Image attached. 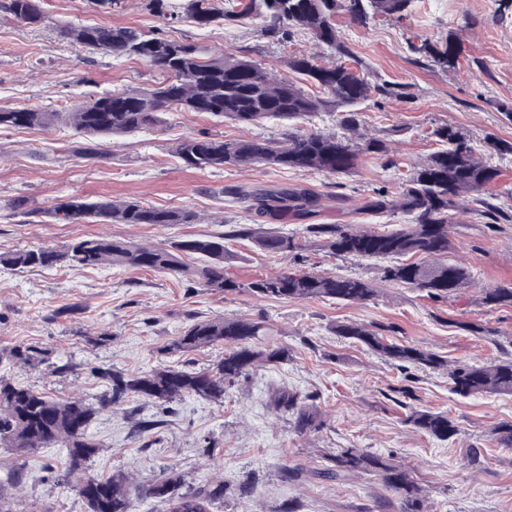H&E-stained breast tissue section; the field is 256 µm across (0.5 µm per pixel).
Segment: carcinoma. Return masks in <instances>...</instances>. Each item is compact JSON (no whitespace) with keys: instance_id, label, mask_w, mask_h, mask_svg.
Wrapping results in <instances>:
<instances>
[{"instance_id":"carcinoma-1","label":"carcinoma","mask_w":512,"mask_h":512,"mask_svg":"<svg viewBox=\"0 0 512 512\" xmlns=\"http://www.w3.org/2000/svg\"><path fill=\"white\" fill-rule=\"evenodd\" d=\"M411 0H150L151 10L163 19L182 18L198 28L215 22L235 26L248 17L264 23V35L282 40L289 29L308 31L321 43L336 50L339 61L333 66L317 64L313 56H295L288 68L317 85L325 97L311 95L288 78L272 76L268 68L247 56L215 51L189 40H171L161 32L146 34L135 26L98 24L59 25L60 35L78 49L103 50L116 57L145 62L165 79L145 91L124 90L102 96L67 112H47L28 107L0 105L1 128L49 129L58 124L70 127L78 141L71 152L80 157H95L93 140L124 135L141 129L157 128L169 102L175 110L197 112L229 119L250 126L265 119L294 124L315 112L338 109L345 133L290 130L280 139L243 137L220 139L207 135L187 136L175 145V154L185 167L199 171L217 166L267 164L299 170H315L330 175L345 174L368 153L386 154V142L372 136L363 126L358 105L373 93L389 94L391 89L371 84L365 75L349 66V48L340 40L335 17L343 10L354 18L364 13L373 16L402 15ZM0 12L25 25L38 26L46 19L40 0H0ZM418 53L437 64L454 68L458 54L451 42L440 49L425 42ZM443 148L422 163L411 167L394 196L381 195L367 204L374 211H401L410 217L407 224L393 230H356L349 224H311L308 236L297 238L262 232L248 224L225 233V237L187 236L167 248H145L97 235L73 240L63 249L43 246L0 252V266L14 269L52 268L61 264L94 268L103 264L131 270L164 273L183 272L182 256L198 254L205 264L193 270L198 284L235 293L245 287L259 299L312 300L316 298L345 303L371 300L377 288L360 278L339 277L319 271L294 270L258 278L243 286L224 276L227 258L224 238L247 239L258 249L285 253L296 262L304 259L310 236L321 239L319 247L336 256L357 259L387 258L382 281L418 288L428 296L447 300L467 278L466 270L453 263L438 262L453 249L448 224L461 207L466 194L480 192L497 176L496 166L476 154L469 136L453 127L435 131ZM252 207L259 214L282 209L309 214L318 206L312 191L282 189L259 191L251 195ZM31 216L67 223L98 224H197L200 217L191 208H161L135 199L90 201L81 197L59 200L50 208L33 207ZM481 303L489 308L512 307V288H487ZM336 335L360 344L380 358L403 370L412 366L443 371L451 390L460 396L482 393L512 394V359L492 358L484 363L450 361L431 350L405 345L377 330L348 321L334 325ZM269 335L268 328L254 320H203L189 325L172 344L180 352L207 346L230 344L206 369L189 371L175 368L154 369L147 373L109 372V394L98 405L81 400H55L44 393L0 377V444L20 457L43 448H65L69 470H79L95 452L97 445L87 431L92 422L111 404L129 395L141 396L160 405L185 395L214 402L224 400L227 388L258 365L280 364L288 359V349L274 346L258 348L255 340ZM46 361V351L34 345H15L0 352V364L38 368ZM277 411L295 416L301 433L321 428V414L295 393L279 390L271 398ZM407 421L421 433L446 441L458 427L448 414L414 409ZM492 437L502 448H512V421L493 427ZM358 472L378 477L383 493L364 512H388L393 507L389 494L397 495L400 512H429L422 487L411 469L391 457L361 448H338L326 457L322 468L311 473L287 467L282 476L303 483L306 476L342 482ZM18 467L0 482V512H15L9 487L22 482ZM179 475L140 490L129 475L114 472L105 479H78L72 490L84 502L86 512H131V495L142 492L176 512L177 505L193 503L197 512H209L210 505L225 498L224 482L203 489L175 492Z\"/></svg>"}]
</instances>
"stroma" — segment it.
I'll return each mask as SVG.
<instances>
[{
    "label": "stroma",
    "mask_w": 512,
    "mask_h": 512,
    "mask_svg": "<svg viewBox=\"0 0 512 512\" xmlns=\"http://www.w3.org/2000/svg\"><path fill=\"white\" fill-rule=\"evenodd\" d=\"M47 20L28 26L0 18V104L62 111L118 90H143L161 81L159 70L141 61L100 51L79 50L60 37L57 23L133 25L168 38L189 39L208 48L247 54L275 74L292 78L305 92L316 85L291 74L289 57L312 53L319 64L336 61L334 51L311 34L287 39L265 37L256 19L229 28L199 29L175 20L161 23L142 0H124L109 12L90 0H42ZM336 26L369 82L394 86L391 95H372L360 106L364 126L387 142L388 155L361 156L347 174L283 169L269 165L224 166L206 171L185 168L173 147L188 135L277 138L276 121L247 128L195 112L170 111L164 126L101 141L98 158L70 153L66 127L50 130L0 129V251L24 246L62 248L84 235H105L140 246H164L190 235H220L238 224H257L283 235L303 236L310 224H356L392 229L407 223L402 212L376 214L367 203L379 192H396L403 178L394 161L418 163L440 149L435 131L452 125L478 149L512 147V0H412L402 17L368 22L348 13ZM454 41L456 68L437 66L416 48ZM495 180L470 198L449 227L454 244L450 262L464 266L470 279L447 300L382 282L384 260L333 258L311 250L308 267L336 276L359 277L378 285L372 300L343 304L326 300L281 301L254 297L245 285L287 271V259L247 240L228 241L224 274L242 283L226 294L197 284L190 271L202 262L188 256L185 273H158L103 265L13 270L0 267V349L34 344L47 352L45 367L14 366L1 374L51 398L97 403L108 387L103 368L147 372L159 367L199 371L224 355L223 346L183 353L170 344L192 323L208 319L264 321V344L284 345L287 362L259 367L228 389L223 402L184 396L159 406L139 397L104 410L88 430L99 449L84 476L121 470L147 487L181 475L183 487L201 488L221 478L235 486L253 482L248 496L213 505L211 512H277L293 503L299 512H363L380 490L376 477L358 474L341 483L310 479L286 481L283 466L320 468L326 453L363 448L410 465L431 512H512V451L497 447L490 432L512 421V394L462 397L445 374L401 370L357 344L336 336L339 321L376 326L389 338L412 343L451 360L480 363L512 357V307L488 308L482 289L512 287V150L494 155ZM306 189L321 201L312 214L259 215L234 189ZM134 198L150 205L189 207L199 224H72L44 219L28 223L14 202L26 198L47 208L58 199ZM483 334L471 332V325ZM64 373H57V366ZM288 389L321 411L324 425L305 435L291 414L273 410L274 390ZM445 411L458 432L430 438L407 422L411 409ZM155 421L141 431L138 421ZM481 449V469L467 468L468 449ZM68 465L63 448L28 457L25 480L16 492L19 512H85L86 507L57 476Z\"/></svg>",
    "instance_id": "35a3bbf8"
}]
</instances>
